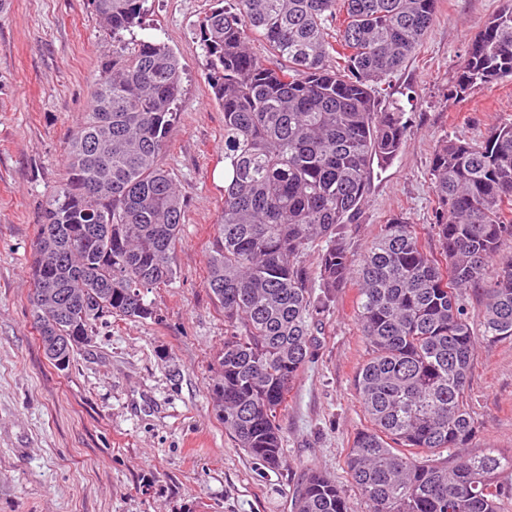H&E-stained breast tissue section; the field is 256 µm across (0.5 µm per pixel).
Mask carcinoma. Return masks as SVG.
<instances>
[{
    "label": "carcinoma",
    "instance_id": "cac0c4a2",
    "mask_svg": "<svg viewBox=\"0 0 512 512\" xmlns=\"http://www.w3.org/2000/svg\"><path fill=\"white\" fill-rule=\"evenodd\" d=\"M146 0H91L115 43L68 138L66 178L33 243L32 318L46 358L71 363L112 315L155 316L144 292L169 284L186 205L164 167L182 65L161 42L121 43ZM199 23L213 99L224 108V207L205 287L224 309L213 410L235 445L278 466V417L313 360L319 317L351 281L368 358L355 385L369 425L347 468L369 512H499L512 457L463 453L478 427L467 393L477 336L461 294H477L483 335L512 339V122L482 140L446 139L431 168L432 230L396 216L364 250L373 166L402 152L404 112L381 82L416 50L437 0H215ZM268 55L249 50L248 33ZM512 77V2L468 47L454 92ZM318 248L312 272L306 252ZM454 451L453 465L434 456ZM295 512H350L316 469Z\"/></svg>",
    "mask_w": 512,
    "mask_h": 512
}]
</instances>
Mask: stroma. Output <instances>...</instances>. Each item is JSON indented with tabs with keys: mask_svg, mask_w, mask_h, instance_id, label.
I'll return each mask as SVG.
<instances>
[{
	"mask_svg": "<svg viewBox=\"0 0 512 512\" xmlns=\"http://www.w3.org/2000/svg\"><path fill=\"white\" fill-rule=\"evenodd\" d=\"M505 0H438L417 53L386 81L404 108L407 138L374 171L363 250L396 214L433 219L430 167L439 141H478L512 121V78L456 98L468 45ZM214 0H147L146 28L124 42L166 44L183 93L162 158L186 204L177 275L149 291L155 318L96 322L70 367L44 355L33 326L32 243L46 196L66 176L67 136L81 121L101 61L111 54L88 0H12L0 13V512H293L309 469L333 478L352 512H367L345 466L367 424L354 378L367 357L357 289L318 326L316 357L279 415L283 451L266 468L237 448L212 409L224 311L205 286L213 226L224 205V110L211 95L198 24ZM479 431L468 452L512 456V339L479 340L468 390Z\"/></svg>",
	"mask_w": 512,
	"mask_h": 512,
	"instance_id": "stroma-1",
	"label": "stroma"
}]
</instances>
